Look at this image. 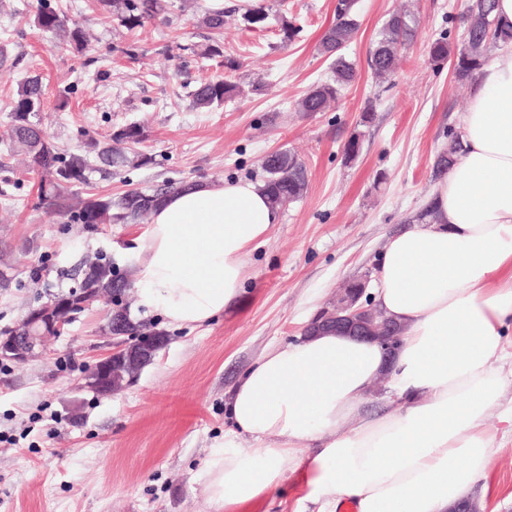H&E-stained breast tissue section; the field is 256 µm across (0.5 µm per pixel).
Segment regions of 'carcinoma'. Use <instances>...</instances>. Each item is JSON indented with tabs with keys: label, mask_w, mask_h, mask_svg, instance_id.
Wrapping results in <instances>:
<instances>
[{
	"label": "carcinoma",
	"mask_w": 512,
	"mask_h": 512,
	"mask_svg": "<svg viewBox=\"0 0 512 512\" xmlns=\"http://www.w3.org/2000/svg\"><path fill=\"white\" fill-rule=\"evenodd\" d=\"M102 10L117 19L121 26L135 29L175 9L172 0H98ZM495 0H472L462 17L464 39L461 47L453 49L448 38L441 37L429 45L432 61H452L457 81L476 80L480 67L496 44L512 42V31L497 28L493 17ZM272 7L265 0L249 5L243 14L244 23L251 29H263L269 24ZM33 23L36 27L62 37L74 50L85 48L86 35L78 27L69 25L66 16L53 7L50 0H40ZM282 40L293 42L301 28L287 17H278ZM204 27L219 32L224 28V10L204 8L200 19ZM418 19L407 12H396L378 30L368 52V65L376 81H390L398 58L414 39ZM359 29L358 0H337L335 21L320 41L321 52L332 58V77L314 85L297 101L300 112H323L339 100L342 90L356 79L355 63L345 49L354 40ZM243 92L239 85L222 79L199 82L191 91L193 108L211 111L232 97ZM43 85L39 77L31 76L18 88L11 109V123L7 132L9 147L28 158L32 169L40 172L39 195L42 200L57 206L74 224H129L148 217L156 203L166 194L160 190L147 193L137 188L119 195H95L79 191L89 184L95 171L94 162L115 169L134 170L152 163L148 154L127 151L124 145L133 146L145 139L144 128L130 123L117 129L110 142L91 140L85 150L61 153L42 127L40 112L43 109ZM462 154L461 135L448 130V145L437 153L432 177L443 178L457 163ZM261 181L271 206L283 210L298 202L307 189V172L303 161L288 150L267 154L261 163ZM77 273L79 282L65 293L50 295V300L79 304L87 294L105 293L111 296L112 310L107 313L104 327L122 317L127 330L138 332L142 321L130 318V301L123 289L114 283L124 280L111 257L96 252L80 260Z\"/></svg>",
	"instance_id": "obj_1"
}]
</instances>
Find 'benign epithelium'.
<instances>
[{
	"instance_id": "7a95c632",
	"label": "benign epithelium",
	"mask_w": 512,
	"mask_h": 512,
	"mask_svg": "<svg viewBox=\"0 0 512 512\" xmlns=\"http://www.w3.org/2000/svg\"><path fill=\"white\" fill-rule=\"evenodd\" d=\"M57 306L47 305L28 313L15 327L0 331V357L22 364L35 356L45 346L48 339L61 335L76 315L66 317L56 315ZM378 311L361 302V294L349 289L336 303V307L317 314L305 327L307 331L335 328L347 331L353 336L369 338L380 344L386 354H392L401 344L400 331L388 320L376 321ZM110 338L109 350L92 365L89 376L81 383V388L100 397L114 394L112 383L107 381L112 371V362L117 359L137 360L136 353L151 354L164 344L163 337L149 328L142 329L131 338L124 333L122 323L117 322L106 331Z\"/></svg>"
}]
</instances>
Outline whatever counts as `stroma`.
Here are the masks:
<instances>
[{"label":"stroma","instance_id":"35a3bbf8","mask_svg":"<svg viewBox=\"0 0 512 512\" xmlns=\"http://www.w3.org/2000/svg\"><path fill=\"white\" fill-rule=\"evenodd\" d=\"M227 14L223 56L204 59L196 45L211 39L191 13L159 18L127 31L96 0H51L90 36L75 53L33 26L39 0H0V140L20 82L40 76L43 116L60 152L104 140L141 123L152 165L121 173L95 171L93 193L155 189L181 181H258L262 158L295 152L306 165L304 197L281 211L253 252L239 304L212 323L168 328V341L123 394L79 390L106 350L100 303L79 314L42 358L0 362V512H216L199 473L209 448L224 439V394L271 344L293 341L325 307L339 284L375 275L387 239L412 228L430 200L436 153L457 129L472 99L450 63L437 64L429 44L449 34L468 0H359V30L347 54L359 76L324 112L295 102L329 73L318 43L336 0H276L277 13L301 26L282 44L278 24L247 29L250 0H222ZM409 7L421 24L391 82L376 83L366 63L383 22ZM237 69L225 67L226 58ZM208 77L245 86L244 94L208 112L191 108L188 88ZM261 83L252 93L248 83ZM69 91V107L55 108ZM372 107V119L360 116ZM361 138L354 160L343 155ZM37 174L0 143V329L16 325L36 296L34 277L68 290L67 277L85 250L114 259L122 273L144 232L141 224H72L38 197ZM490 491L472 492L482 512H512V438L489 467Z\"/></svg>","mask_w":512,"mask_h":512}]
</instances>
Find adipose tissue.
<instances>
[{"label": "adipose tissue", "instance_id": "ef3b65f1", "mask_svg": "<svg viewBox=\"0 0 512 512\" xmlns=\"http://www.w3.org/2000/svg\"><path fill=\"white\" fill-rule=\"evenodd\" d=\"M461 141L434 220L382 254L373 295L402 327L395 356L334 332L269 346L232 388L233 427L201 471L217 512H252L290 475L318 512H448L488 479L499 435L488 415L512 386V44L483 64ZM278 221L258 183L165 195L132 261L140 307L209 324L239 299ZM380 377L390 403L378 413L367 403Z\"/></svg>", "mask_w": 512, "mask_h": 512}]
</instances>
